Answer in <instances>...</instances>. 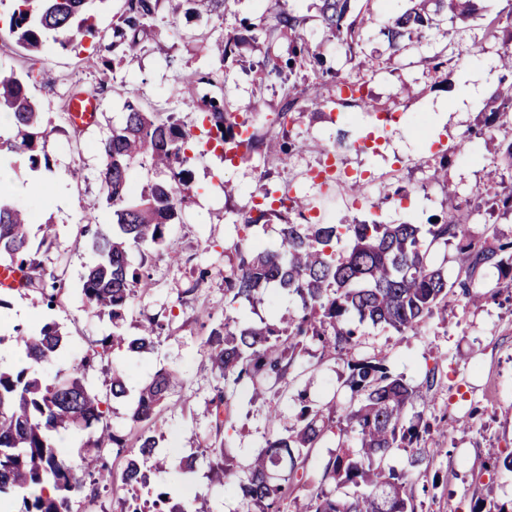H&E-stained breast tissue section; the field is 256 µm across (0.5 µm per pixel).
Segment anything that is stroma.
Returning a JSON list of instances; mask_svg holds the SVG:
<instances>
[{
	"instance_id": "obj_1",
	"label": "stroma",
	"mask_w": 512,
	"mask_h": 512,
	"mask_svg": "<svg viewBox=\"0 0 512 512\" xmlns=\"http://www.w3.org/2000/svg\"><path fill=\"white\" fill-rule=\"evenodd\" d=\"M264 8L263 0H231L219 21L203 12L174 10L171 0H165L162 14L173 18V30L160 42L149 43L137 57L121 59L113 73V90L106 94L99 91L100 63L91 43L77 50L55 48L42 54L39 73L29 90L55 128L48 143L50 167L34 172L24 163L14 164L8 189L16 203L30 209V240L38 248L37 257L46 275H63L66 292L51 309L40 296L17 290L0 292L6 302L0 308V332L8 334L13 327H32L52 319L76 357L111 334L108 317L90 312L81 295L85 267L95 258L90 237L83 232L86 217L94 215L102 224L112 220L100 187V142L123 123V105L131 95L176 109L187 125H194L199 109L184 101L181 76L209 62L199 34L233 33L240 19L256 17ZM302 12L327 68L360 79L366 97L374 102L398 101V120L380 126L373 113L337 101L336 86L330 82L323 93L335 100L333 114L306 113L289 127L301 148L288 168H281L270 154L259 153L232 164L224 163L216 153L193 155L189 168L195 193L168 236L169 247L178 252L180 261L172 265L163 256L153 258V285L147 295L134 301L123 323L129 336L137 335L141 323L153 317L166 320L167 327L149 352H112L88 374L89 386L102 395L116 370L132 388L147 382L161 368L182 374L180 393L157 420L162 435L160 452L172 461L195 452L201 439L215 434L204 412L218 384L206 343L213 321L227 314L244 322L272 321L297 310L296 300L278 296L254 307L224 305V270L236 260L234 222L238 214L249 210L254 195L266 189L297 191L313 204L315 215L330 224H348L356 218L427 224L453 204L460 207L474 238L488 241L496 234L512 238V212L471 209L477 193L487 191L502 197L512 193V183L502 182L494 163L499 144L512 139V128L485 133L481 112L454 109L467 92L465 74L492 84L499 83L502 76L492 54L475 58L465 52L480 32L481 18L445 22L426 30L397 57L375 30L362 49L348 58L335 42L324 40L313 0H303ZM445 49L458 53L459 60L438 75L429 70L426 59ZM264 50L263 43L257 42L226 59L223 88L224 98L237 105L263 98L265 112L255 119L263 133L282 100L280 87L262 86L255 79L252 66ZM406 83L415 86V95L401 96L400 88ZM76 90L96 96L99 102L97 120L90 127L74 128L68 115L59 110L61 101ZM342 122L359 136L371 134L380 142L377 151L348 152L338 159L350 174L376 176V183L365 187L359 196L345 184L326 193L303 180L307 168L316 165L331 145ZM470 129L477 135L467 151H454L448 157V184L457 190L451 200L443 186L430 179L438 159L429 146L440 142L454 149ZM228 183L234 187L229 194L224 191ZM388 186L403 190L405 201L385 200ZM47 232L52 238L45 247L41 240ZM203 269L208 272L204 278L199 275ZM204 307L212 312V319L199 317ZM361 330L359 355L383 361L392 373L418 387L420 396L413 410L433 427L421 443L419 464H412L407 449L394 450L389 458L390 466L411 474L415 512H470L479 498L489 506L511 508L512 474L495 468L494 461L512 452V288L501 289L476 306L467 304L459 289H451L447 308L435 312L417 335L399 336L368 323L362 324ZM432 368L439 374L429 388L425 374ZM346 375L342 360L321 357L312 348L303 355L288 390H266L256 397L251 388H243L234 413L236 429L228 438L238 461H247L263 446L269 432L265 413L270 404H278L281 410L279 430L294 423L293 392L306 390L313 405L332 400L337 406H348L350 392L343 384ZM437 445L442 448L438 455L432 452ZM206 471V466H199L188 481L177 483L179 494L207 496L215 512H239L241 504L234 488L210 484Z\"/></svg>"
}]
</instances>
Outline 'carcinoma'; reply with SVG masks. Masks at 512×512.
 I'll use <instances>...</instances> for the list:
<instances>
[{
    "label": "carcinoma",
    "mask_w": 512,
    "mask_h": 512,
    "mask_svg": "<svg viewBox=\"0 0 512 512\" xmlns=\"http://www.w3.org/2000/svg\"><path fill=\"white\" fill-rule=\"evenodd\" d=\"M8 34L31 55L52 42L63 49L77 48L90 40L97 44L103 67L99 91L112 88L114 62L105 53L118 47L135 55L161 34L158 24L161 0H124L122 13L112 27V41L103 42L96 25L97 0H12ZM230 0H179L187 11L199 8L224 18ZM302 0H269L270 6L254 19L239 23L236 33L224 40L200 37L213 64L184 77L189 102H195L200 86L214 90L200 109L201 135L205 141L232 140L242 111L260 112L261 98L243 109L224 100V59L235 48L259 38L266 44L258 63L260 84L284 86L280 109L272 124L283 141L277 142V160L285 162L297 149L287 140V126L294 112L303 108L321 110L333 103L324 98L321 86L328 70L304 29L298 15ZM352 0H318L323 36L336 41L345 55L362 48L369 29L378 23L370 9L347 19ZM410 6L391 13L381 33L394 51L408 46L413 35L442 21L466 20L478 11L480 0H407ZM484 32L474 42L471 55L486 52V43L498 46V67L512 74V7L484 15ZM288 40V58L278 53L281 40ZM35 60L25 75L0 72V112L12 116L13 136L0 141V167L22 159L33 171L48 164V126L45 112L29 95L35 80ZM310 71L311 82L302 87L291 83L296 68ZM501 101L512 102V82L502 86L485 102V122L512 125L508 112L498 109ZM125 123L112 129L101 142V187L112 223L92 234L95 261L83 275L84 303L94 312L106 311L112 319V335L75 359L67 352V339L54 321L31 329L13 328L11 338L20 347L18 362L0 366V499L15 498L16 512H70L73 495L88 478L114 483L104 454L115 451L123 459L120 484L126 493L123 512H212L208 498H179L166 485L151 487L153 471L167 467L178 475L195 472L197 456L191 454L168 461L159 452L160 438L150 425L180 384L178 374L162 368L150 381L131 390L123 376L112 373L110 392L115 399L129 400L128 415L135 431L112 432L105 422L103 400L86 383V373L109 347L131 354L150 350L166 325L152 318L135 336L122 332V321L135 297L150 289L153 273L146 266L145 251L167 249L171 225L180 221L183 208L194 196L184 164L194 143L177 113L143 102L132 95L124 102ZM149 164L160 179L148 184L138 200L129 196L127 177L136 164ZM309 202L291 198L281 210L268 205L257 215L243 213L236 220L245 231L273 219L279 221L277 249L234 245L238 263L224 272V305L260 300L264 288L276 284L300 302L297 312L281 325L246 324L224 316L211 328L207 344L209 359L224 388L207 402L215 423V435L234 428L233 407L239 388L286 387L307 345H317L321 357L334 356L346 362L344 386L350 391L347 427L338 426L336 403L312 408L298 393L295 425L282 433L268 434L265 446L247 463L234 461L226 442L214 439L203 445L209 458L208 478L235 485L244 512H281V505L297 487L308 485L306 463L311 449L328 434H339L336 450L323 466L322 484L310 491L309 512H415L409 491L410 473L385 464L394 448H411L431 425L420 414L407 418L416 394L403 378L393 375L381 361L357 353V324L369 322L394 329L398 334L418 333L435 311L447 306L448 277L443 267L430 259V246L458 241L456 262L464 278L458 280L462 296L469 302L485 298L472 288L483 279L485 267L493 266L499 277L496 287L512 288V241L498 244L473 242L466 237L463 215L448 210L431 224H383L371 222L322 224L303 220ZM30 216L9 199L0 184V264L25 273L23 289L36 292L54 307L63 289L60 280L46 281L42 264L32 252L28 235ZM142 260L132 261L133 252ZM59 365L52 378L35 373L38 367ZM73 431L81 436L76 454L55 445V435ZM359 450L346 449L349 434ZM156 460L155 470L147 462Z\"/></svg>",
    "instance_id": "carcinoma-1"
}]
</instances>
